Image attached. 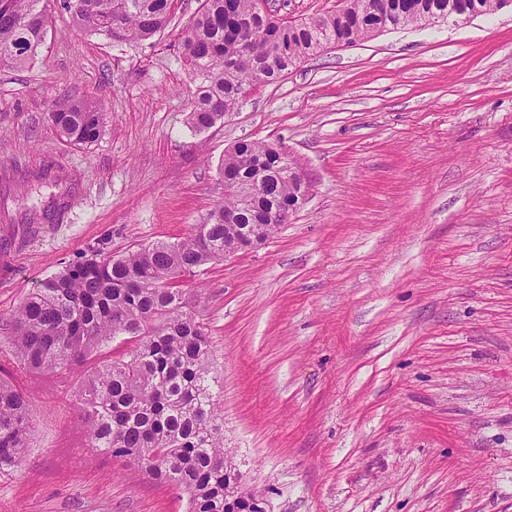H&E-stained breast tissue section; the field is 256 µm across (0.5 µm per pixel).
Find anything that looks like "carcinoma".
<instances>
[{
    "instance_id": "obj_1",
    "label": "carcinoma",
    "mask_w": 512,
    "mask_h": 512,
    "mask_svg": "<svg viewBox=\"0 0 512 512\" xmlns=\"http://www.w3.org/2000/svg\"><path fill=\"white\" fill-rule=\"evenodd\" d=\"M258 0H202L181 32L180 52L195 92L187 109L194 132L234 111L257 84L272 83L306 57L336 43L353 45L437 14L497 9L498 0H345L342 13L273 20ZM173 0H67L78 31L137 45L165 29ZM49 28L47 0H0V66L27 68ZM48 120L69 143L87 146L103 127L102 109L85 102L53 107ZM278 148L243 141L220 166L231 192L204 221L175 241L140 245L120 256L71 263L30 293L12 320L9 341L24 369L64 373L115 338L131 344L95 364L79 398L91 447L190 494V512H229L235 480L224 469L223 422L210 393V345L185 280L224 260L253 228L268 238L299 189L278 173ZM31 404L0 379V473L28 447Z\"/></svg>"
}]
</instances>
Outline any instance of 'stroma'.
<instances>
[{"label":"stroma","instance_id":"35a3bbf8","mask_svg":"<svg viewBox=\"0 0 512 512\" xmlns=\"http://www.w3.org/2000/svg\"><path fill=\"white\" fill-rule=\"evenodd\" d=\"M198 6L174 0L135 47L55 7L38 63L0 67V378L33 413L0 512H187L93 451L82 374L24 371L8 337L68 263L188 234L241 141L281 146L310 184L192 303L245 486L268 512H512V13L321 51L195 134L177 41ZM65 100L102 105L91 146L51 126Z\"/></svg>","mask_w":512,"mask_h":512}]
</instances>
